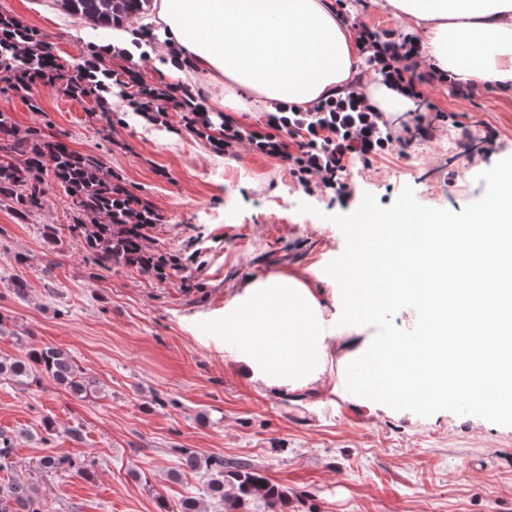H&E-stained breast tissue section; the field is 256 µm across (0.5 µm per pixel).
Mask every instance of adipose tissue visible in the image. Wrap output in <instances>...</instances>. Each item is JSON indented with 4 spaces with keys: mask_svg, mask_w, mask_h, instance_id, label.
<instances>
[{
    "mask_svg": "<svg viewBox=\"0 0 512 512\" xmlns=\"http://www.w3.org/2000/svg\"><path fill=\"white\" fill-rule=\"evenodd\" d=\"M414 35V58L445 81L512 87V0H383ZM162 76L197 78L220 112L291 116L354 92L380 116L415 111L397 85L365 82L368 55L336 0H154ZM253 381L283 391L320 384L329 336L300 279L251 280L219 323Z\"/></svg>",
    "mask_w": 512,
    "mask_h": 512,
    "instance_id": "1",
    "label": "adipose tissue"
}]
</instances>
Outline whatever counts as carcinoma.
I'll list each match as a JSON object with an SVG mask.
<instances>
[{"instance_id":"cac0c4a2","label":"carcinoma","mask_w":512,"mask_h":512,"mask_svg":"<svg viewBox=\"0 0 512 512\" xmlns=\"http://www.w3.org/2000/svg\"><path fill=\"white\" fill-rule=\"evenodd\" d=\"M68 15L83 20L92 28H111L124 20L145 13L150 0H54ZM103 75L122 90L136 113L154 119L162 114L165 101L183 112L185 128L214 145L225 144L229 127L222 112H205L183 106L185 94L158 87L140 73L112 66V58L97 55L95 45L82 62L71 65L55 54L46 34L30 27L7 12L0 11V93L13 92L27 100L30 109L41 111L32 96L37 84L61 87L76 98L99 103L103 133L112 125L103 92ZM274 128L301 139L304 153L321 164L336 166V145H351L366 131L367 117L348 102L343 109L317 106L290 124L269 118ZM23 163L18 164L15 159ZM60 188L70 201V223L43 225L44 236L58 241L65 232L78 240L85 259L97 271L135 268L142 273L165 268L178 270L173 255L147 249V230L161 222L148 203L141 200L95 156L69 149L64 142L32 126L19 134L8 112L0 111V204L11 203L21 221L43 209L49 185ZM76 397L88 395L96 381L78 370L69 353L59 348L32 350L24 359H0V378L19 385L39 381V371ZM193 471L207 480L206 495L224 504V512H238L252 498L262 497L268 512H280L288 502V492L264 476L246 460L202 456L189 448H175ZM0 512H41L31 488L14 481L0 488Z\"/></svg>"}]
</instances>
